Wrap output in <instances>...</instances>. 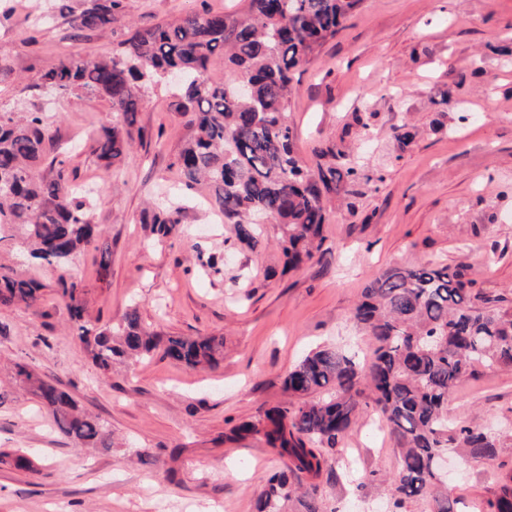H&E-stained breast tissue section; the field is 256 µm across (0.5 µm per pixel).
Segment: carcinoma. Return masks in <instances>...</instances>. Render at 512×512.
<instances>
[{
  "instance_id": "obj_1",
  "label": "carcinoma",
  "mask_w": 512,
  "mask_h": 512,
  "mask_svg": "<svg viewBox=\"0 0 512 512\" xmlns=\"http://www.w3.org/2000/svg\"><path fill=\"white\" fill-rule=\"evenodd\" d=\"M244 2L242 15L206 11L131 28L110 56L59 59L41 73V87L51 94L82 91L106 98L123 114L128 130L103 126L98 134L97 157L110 167L131 155L142 90L170 73L183 76L173 92L176 109L190 115L174 162L181 190L206 186L211 202L250 248L259 243L261 225H278L284 267L293 269L321 250L325 196L357 173L353 166L320 165L314 171L301 161L288 124L293 77L362 0ZM122 10L121 0H91L73 28L112 30ZM217 63L224 66L222 82L209 79ZM52 147L45 113L0 110V248L61 267L92 246L101 251L104 280L109 248L89 218L93 199L76 196L65 161H46ZM178 213L163 204L146 213L145 223L165 237L179 223ZM58 287L78 339L103 371L157 351L189 368H213L224 359V337L164 336L144 326L135 308L115 326L91 324L84 320L83 288L64 278ZM42 289L0 262L1 306L34 308ZM353 320L373 340L369 364L337 347L312 350L284 376L288 401L229 430L228 439L257 437L288 460L287 469L267 477L257 512H288L292 500L301 512H324L318 485L299 492L293 481L321 476L327 450L352 431L364 406L385 421L398 450L399 467L390 478L394 508L430 496L433 512H454L448 496L434 493L439 455L459 448L472 462L489 461L504 444L477 423L448 419V395L479 368H512V296L478 288L464 263L452 268L429 260L377 274L363 289ZM14 370L62 434L87 448H112L107 423L82 410L71 394L26 363ZM488 512H512L511 483L501 487Z\"/></svg>"
}]
</instances>
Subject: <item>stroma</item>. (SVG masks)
I'll list each match as a JSON object with an SVG mask.
<instances>
[{"instance_id": "stroma-1", "label": "stroma", "mask_w": 512, "mask_h": 512, "mask_svg": "<svg viewBox=\"0 0 512 512\" xmlns=\"http://www.w3.org/2000/svg\"><path fill=\"white\" fill-rule=\"evenodd\" d=\"M84 2L0 0V56L12 68L0 75V108L50 115L55 155L77 181L99 186L91 220L110 250L107 279L89 247L64 267H24L43 285L36 308L0 306V452L31 461L0 464V512H256L265 478L285 462L260 440L224 434L285 401L282 379L310 350L346 344L370 361L372 343L351 316L374 275L429 259L465 262L485 291L512 290V0H364L300 68L288 113L300 159L316 166L314 147L341 141L361 166L326 200L321 252L291 271L276 225H263L248 248L201 199L183 202L164 239L145 224L150 203L178 182L174 157L187 133L168 86L145 90L134 124L141 139L117 169L95 155L101 126L124 125L111 103L38 86L64 54L111 55L127 26L240 11L242 0H123L115 31L76 34L70 20ZM363 122L371 134L360 145ZM402 124L416 133L404 148L393 138ZM62 277L84 288L90 323L118 324L134 308L164 335L223 336V361L199 370L157 354L102 373L75 336L57 292ZM18 362L104 420L112 449L79 448L55 430L15 381ZM448 417L512 434V369L477 370L449 394ZM511 466L512 443L488 463L449 450L457 512H482ZM397 467L384 424L364 413L327 458L325 507L385 512Z\"/></svg>"}]
</instances>
